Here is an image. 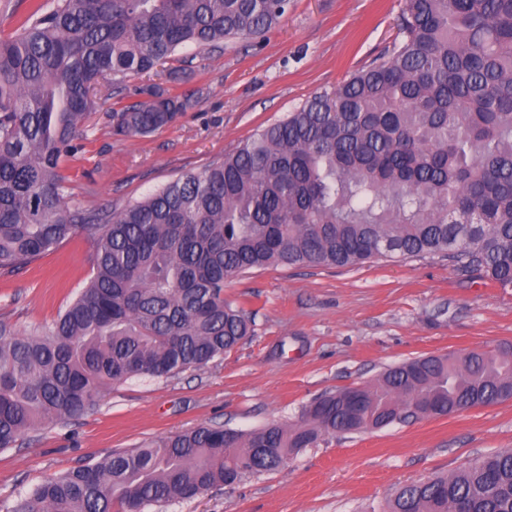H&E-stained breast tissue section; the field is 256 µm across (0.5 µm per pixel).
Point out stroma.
I'll list each match as a JSON object with an SVG mask.
<instances>
[{
    "instance_id": "1",
    "label": "stroma",
    "mask_w": 512,
    "mask_h": 512,
    "mask_svg": "<svg viewBox=\"0 0 512 512\" xmlns=\"http://www.w3.org/2000/svg\"><path fill=\"white\" fill-rule=\"evenodd\" d=\"M405 0H292L265 36L180 49L157 82L194 105L145 137L86 122L84 149L59 173L75 204L120 208L187 171L223 159L257 128L382 56ZM82 236L0 272V323L26 333L51 323L92 274ZM224 296L253 333L234 351L169 378L112 385L95 411L48 424L0 450V512L53 474L199 426L251 432L289 424L322 394L357 387L411 359L512 345V288L438 257L377 259L346 268L279 266L230 279ZM512 451V400L379 430L339 434L276 471L144 512H385L408 484Z\"/></svg>"
}]
</instances>
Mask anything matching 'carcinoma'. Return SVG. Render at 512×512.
Masks as SVG:
<instances>
[{
	"instance_id": "carcinoma-1",
	"label": "carcinoma",
	"mask_w": 512,
	"mask_h": 512,
	"mask_svg": "<svg viewBox=\"0 0 512 512\" xmlns=\"http://www.w3.org/2000/svg\"><path fill=\"white\" fill-rule=\"evenodd\" d=\"M291 0H33L0 37V269L80 234L92 275L48 326L0 324V450L92 411L134 376L200 368L251 335L224 300L271 266L442 256L512 287V0H406L399 39L366 68L255 132L224 160L100 213L58 172L112 79L179 49L258 37ZM112 134L170 125L190 98L157 84ZM512 398V350L431 355L328 392L293 424L200 426L51 476L10 512H132L281 467L324 436ZM512 512V452L402 487L389 512Z\"/></svg>"
}]
</instances>
